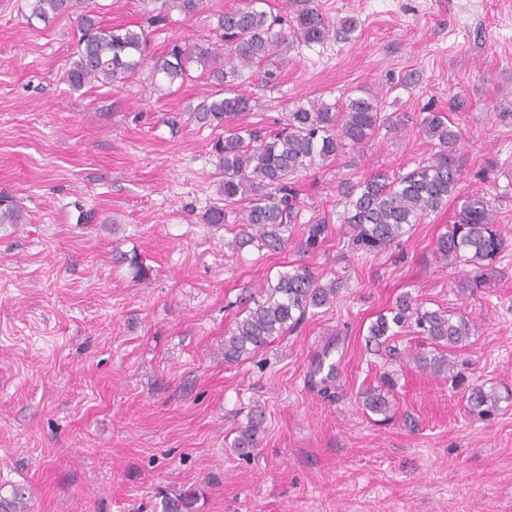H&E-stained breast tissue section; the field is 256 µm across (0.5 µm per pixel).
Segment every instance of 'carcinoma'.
<instances>
[{
  "mask_svg": "<svg viewBox=\"0 0 512 512\" xmlns=\"http://www.w3.org/2000/svg\"><path fill=\"white\" fill-rule=\"evenodd\" d=\"M152 16L166 20L177 12L193 17L209 10V0H143ZM85 0H28V18L40 20L68 16L84 7ZM263 0H244L243 5L225 11H212L216 20L214 43H175L164 56L147 53L148 35L144 29L104 27L93 10L81 14L80 36L71 53L65 81L78 90L89 81L114 88L145 67L151 69L153 91L164 97L178 81L191 77L194 64L222 86V91L203 98L189 108L191 119L202 127H222L234 118L252 111L256 100L243 89L255 78L264 86L279 79L278 64L296 44L319 45L331 33L352 39L357 29L353 18L332 23L311 0H302L296 16L284 21L262 7ZM392 122L383 114L379 100L350 97L338 109L324 101L299 106L286 114L282 127H236L211 145L222 180L219 199L210 206L203 220L221 226L238 225L234 246H255L279 252L288 245V228L299 219L295 178L302 172L325 167L344 150H359L381 127ZM422 135L435 147V153L406 174L389 178L381 173L357 182L340 183L344 199L341 223L350 228L351 248L357 252L382 251L409 233L424 217L458 198L460 171L454 156L461 144L459 132L440 112H429L419 122ZM23 210L14 200L0 198V225L20 224ZM328 225H306L301 249L307 253L324 242ZM505 240L497 228L494 199L483 190L465 196L456 207L448 231L436 240L440 257L450 264L471 267L470 288L485 286L489 266L504 249ZM336 295L334 282L324 283L309 266L298 264L278 275L269 284L249 295L244 316L224 337V361L236 362L295 328L312 309L330 303ZM415 327L430 344L450 351L467 345L472 335L470 320L446 311L428 310L408 294L400 296L388 313L381 314L369 327L368 342L377 346ZM391 380L362 393V405L375 415L389 416L392 404ZM494 390L475 387L472 408L484 415L496 405ZM263 424V410L252 409L249 422L234 439L233 448L245 451L255 447ZM194 499L186 493L165 496L161 512H193ZM0 512H27V489L11 487L0 495Z\"/></svg>",
  "mask_w": 512,
  "mask_h": 512,
  "instance_id": "carcinoma-1",
  "label": "carcinoma"
}]
</instances>
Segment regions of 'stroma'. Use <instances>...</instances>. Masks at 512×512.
Masks as SVG:
<instances>
[{"label":"stroma","mask_w":512,"mask_h":512,"mask_svg":"<svg viewBox=\"0 0 512 512\" xmlns=\"http://www.w3.org/2000/svg\"><path fill=\"white\" fill-rule=\"evenodd\" d=\"M317 3L331 21L355 17L354 39L291 50L275 87L251 86L257 105L238 124L275 129L295 106L350 96L397 120L299 176L302 221L264 254L202 219L224 131L187 110L216 92L210 78L192 70L164 98L147 69L70 90L78 16L31 24L26 0H0V192L25 216L0 226V490L26 485L28 512H161L185 491L194 512H512V0ZM89 4L103 26L147 29L155 57L213 26L205 14L151 23L142 0ZM429 112L459 124L458 192L495 197L508 243L474 293L435 252L456 201L375 254L354 252L339 220L340 182L431 156L417 127ZM308 220L329 226L312 253L298 247ZM298 263L335 281L331 306L225 362L243 298ZM406 293L474 324L457 383L418 364L442 352L421 337H396L393 361L368 343ZM332 340L341 364L324 393L311 362ZM385 373L396 388L381 421L361 394ZM478 385L499 397L486 419L468 411ZM257 405L265 421L244 457L232 443Z\"/></svg>","instance_id":"stroma-1"}]
</instances>
